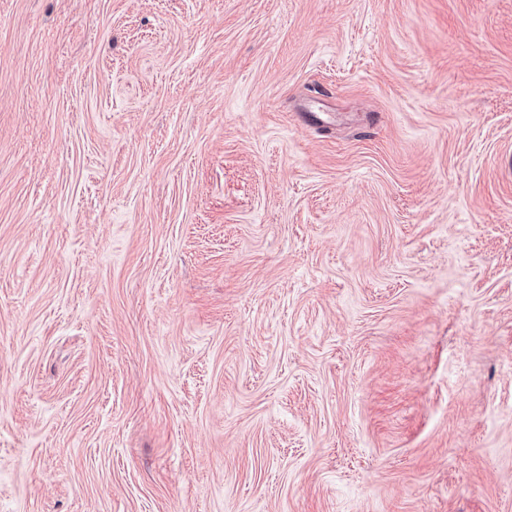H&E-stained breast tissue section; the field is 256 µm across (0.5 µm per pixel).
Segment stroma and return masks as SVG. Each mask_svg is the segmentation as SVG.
<instances>
[{
    "mask_svg": "<svg viewBox=\"0 0 512 512\" xmlns=\"http://www.w3.org/2000/svg\"><path fill=\"white\" fill-rule=\"evenodd\" d=\"M0 512H512V0H0Z\"/></svg>",
    "mask_w": 512,
    "mask_h": 512,
    "instance_id": "stroma-1",
    "label": "stroma"
}]
</instances>
